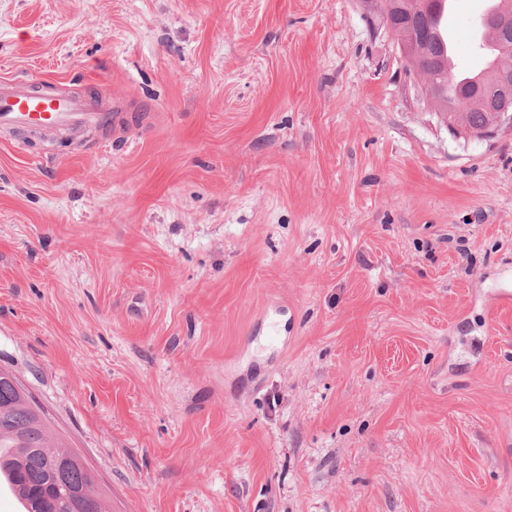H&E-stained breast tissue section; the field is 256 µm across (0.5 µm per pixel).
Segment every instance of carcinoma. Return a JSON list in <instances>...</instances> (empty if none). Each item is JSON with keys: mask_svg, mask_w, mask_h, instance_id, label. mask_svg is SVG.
I'll return each mask as SVG.
<instances>
[{"mask_svg": "<svg viewBox=\"0 0 512 512\" xmlns=\"http://www.w3.org/2000/svg\"><path fill=\"white\" fill-rule=\"evenodd\" d=\"M439 0H422L416 4L412 26L421 50L410 63L423 78L436 84L433 108L446 120H458L473 130L489 123L490 112L475 102L457 114L464 90L471 85L457 84L455 73L448 69L435 35L436 4ZM512 73V54L502 52L495 41L493 64L478 80L489 83L501 73ZM62 436L43 407L28 392L15 386L12 375L0 372V479L8 484L30 508L25 512H68L67 502L78 493L89 496L87 512H109L99 487L88 485L81 465L66 462Z\"/></svg>", "mask_w": 512, "mask_h": 512, "instance_id": "cac0c4a2", "label": "carcinoma"}]
</instances>
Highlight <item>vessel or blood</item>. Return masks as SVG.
I'll list each match as a JSON object with an SVG mask.
<instances>
[{
	"label": "vessel or blood",
	"mask_w": 512,
	"mask_h": 512,
	"mask_svg": "<svg viewBox=\"0 0 512 512\" xmlns=\"http://www.w3.org/2000/svg\"><path fill=\"white\" fill-rule=\"evenodd\" d=\"M107 121L123 128L121 108L92 112L79 97L41 90L21 78H0V127L77 136L86 126Z\"/></svg>",
	"instance_id": "1"
}]
</instances>
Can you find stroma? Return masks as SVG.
Segmentation results:
<instances>
[{
  "label": "stroma",
  "mask_w": 512,
  "mask_h": 512,
  "mask_svg": "<svg viewBox=\"0 0 512 512\" xmlns=\"http://www.w3.org/2000/svg\"><path fill=\"white\" fill-rule=\"evenodd\" d=\"M371 10L0 0V77L128 114L0 128V368L120 512H512V126ZM380 12L381 24L385 31L396 41L401 55L407 59L411 55V46L406 31L401 24H398L388 13Z\"/></svg>",
  "instance_id": "obj_1"
}]
</instances>
